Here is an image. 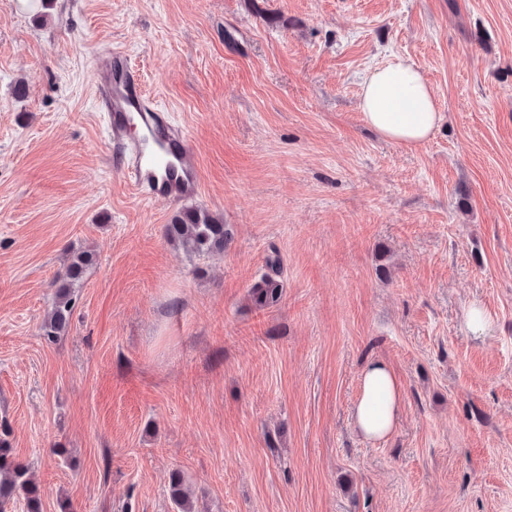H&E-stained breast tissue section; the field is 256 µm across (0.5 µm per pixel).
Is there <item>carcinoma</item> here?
<instances>
[{
    "instance_id": "1",
    "label": "carcinoma",
    "mask_w": 512,
    "mask_h": 512,
    "mask_svg": "<svg viewBox=\"0 0 512 512\" xmlns=\"http://www.w3.org/2000/svg\"><path fill=\"white\" fill-rule=\"evenodd\" d=\"M166 242L184 251L205 255L224 250L226 231L224 224L208 211L200 208H185L165 225ZM96 253L80 251L68 259L65 278L58 284L56 299L51 314L43 325L44 335L52 339L68 326L73 307L74 288L81 281L87 268L95 261ZM280 282L264 274L253 283L250 294L261 306H273L281 297ZM169 495L177 512H195L189 490L181 476L171 475ZM44 489L32 478L30 468L11 454L7 440L0 438V512L9 506L24 502L26 512H42Z\"/></svg>"
}]
</instances>
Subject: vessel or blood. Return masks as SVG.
<instances>
[{
	"label": "vessel or blood",
	"mask_w": 512,
	"mask_h": 512,
	"mask_svg": "<svg viewBox=\"0 0 512 512\" xmlns=\"http://www.w3.org/2000/svg\"><path fill=\"white\" fill-rule=\"evenodd\" d=\"M95 69L102 77L96 90L98 106L107 117L119 173L155 202L196 198L202 181L192 162L191 140L150 98L128 56L106 53L96 58Z\"/></svg>",
	"instance_id": "b4317fda"
}]
</instances>
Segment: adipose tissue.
Returning <instances> with one entry per match:
<instances>
[{
	"mask_svg": "<svg viewBox=\"0 0 512 512\" xmlns=\"http://www.w3.org/2000/svg\"><path fill=\"white\" fill-rule=\"evenodd\" d=\"M360 110L384 139L413 147L425 142L443 119L419 68L403 56L374 68L362 84ZM361 392L353 410L356 432L379 442L396 430L403 388L383 360L367 362L360 373Z\"/></svg>",
	"mask_w": 512,
	"mask_h": 512,
	"instance_id": "adipose-tissue-1",
	"label": "adipose tissue"
}]
</instances>
